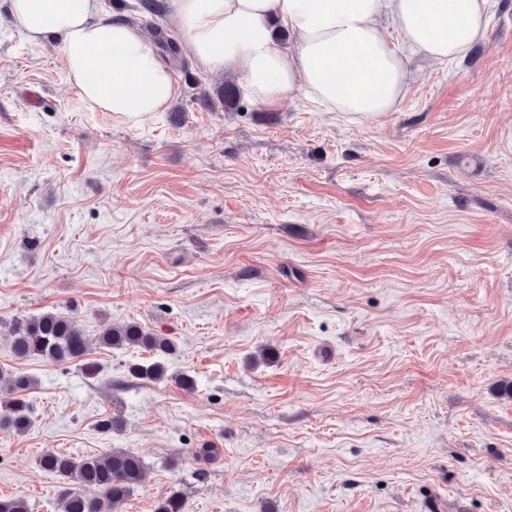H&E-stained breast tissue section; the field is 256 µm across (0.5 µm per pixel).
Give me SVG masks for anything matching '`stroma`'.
<instances>
[{
    "label": "stroma",
    "instance_id": "obj_1",
    "mask_svg": "<svg viewBox=\"0 0 512 512\" xmlns=\"http://www.w3.org/2000/svg\"><path fill=\"white\" fill-rule=\"evenodd\" d=\"M9 5L0 369L34 386L29 429L0 428V497L59 512L44 455L124 448L148 470L123 512L175 490L185 512H512V0L465 58L412 59L375 120L302 97L212 112L188 59L139 123L90 110ZM47 312L170 337L196 391L129 376L132 348H94L93 376L15 359L10 322Z\"/></svg>",
    "mask_w": 512,
    "mask_h": 512
}]
</instances>
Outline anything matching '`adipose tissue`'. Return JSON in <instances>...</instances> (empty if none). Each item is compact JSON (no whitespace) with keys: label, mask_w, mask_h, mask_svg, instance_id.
Segmentation results:
<instances>
[{"label":"adipose tissue","mask_w":512,"mask_h":512,"mask_svg":"<svg viewBox=\"0 0 512 512\" xmlns=\"http://www.w3.org/2000/svg\"><path fill=\"white\" fill-rule=\"evenodd\" d=\"M496 0H171L180 48L208 74L234 73L257 104L306 96L373 120L403 99L411 57L450 63L484 39ZM30 40L56 35L84 103L137 122L177 93L155 43L101 0H10ZM296 35L281 46L275 23ZM399 41H392L391 33Z\"/></svg>","instance_id":"obj_1"}]
</instances>
